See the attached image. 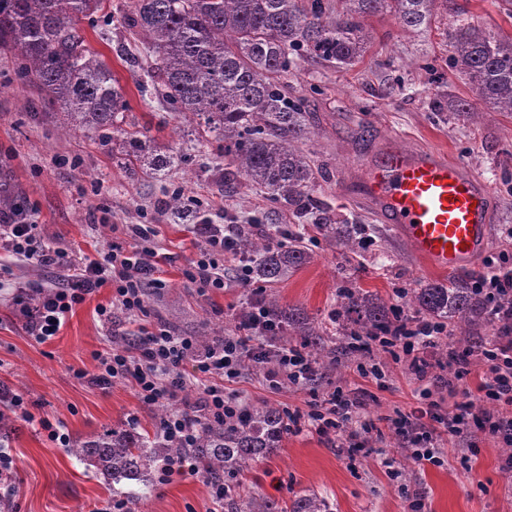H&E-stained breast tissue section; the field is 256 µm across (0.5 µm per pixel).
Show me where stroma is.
Returning a JSON list of instances; mask_svg holds the SVG:
<instances>
[{
	"label": "stroma",
	"instance_id": "35a3bbf8",
	"mask_svg": "<svg viewBox=\"0 0 512 512\" xmlns=\"http://www.w3.org/2000/svg\"><path fill=\"white\" fill-rule=\"evenodd\" d=\"M130 6L131 0H107L110 20L82 23V34L123 88L131 118L150 124L159 143L191 154V162L163 178L129 175L99 138L65 134L63 114L45 113L37 90L22 80L13 53L2 49L0 183L14 188L23 217L76 258L104 254L113 225H156L155 247L174 261L163 267L166 287L145 291L147 320L182 336L234 334L236 314L251 298L238 285L240 261L235 257L224 263V289L201 294L188 284L183 271L198 250L189 217L200 215L217 224L256 220L272 236L286 235L288 244L307 248L311 258L305 265L264 289L283 307L302 310L318 327L322 352L313 380L305 386L286 381L272 390L263 370L250 368L227 382L226 390L246 405L267 402L303 411L311 392L323 395L340 388L363 403L353 413L351 427L372 424L376 430L366 434L364 447L353 454L307 429L288 434L275 454L240 474L242 492L282 503L314 492L333 512H408L406 494L417 491L424 497V512H512V473L502 468L507 453L500 437L473 433L478 446L473 454L466 443L441 435L436 441L444 460L440 466L418 467L403 452L392 421L412 412L419 389L443 396L436 386L439 367H429L420 380L380 347L349 350L353 326L331 318L345 287L377 293L389 309L415 315L414 290L438 278L392 225L352 196L351 180L387 141L410 150H440L488 185L492 233L483 261L466 268L467 276L486 273L487 259L512 254L507 235L512 228V114L484 111L466 78L450 67L445 35L469 23L512 40V0H448L447 17L417 29L403 28L388 12L371 16L370 47L346 70L295 59L285 82L291 94L307 101L309 124L298 147L315 172L312 205L300 215L288 205L272 203L265 189L244 179L224 183L227 161L217 142L196 123L169 119L133 61L139 43L122 25ZM428 62L433 70H425ZM462 103L467 111H459ZM179 190L188 205L185 219L174 218L166 207ZM325 216L357 225L355 244L327 239L320 228ZM1 263L10 273L0 278V386L22 394L35 415L63 423L70 439L64 447L45 431L15 421L8 445L18 469L19 512H92L95 504L111 498L112 489L72 453L71 443L117 427L154 434L164 410L141 403L126 382L103 389L76 378L75 372L93 369L95 353L127 345L137 335V325L113 307L107 286L77 306L50 342L36 343L11 303L13 285L60 287L67 282V271L2 251ZM102 306L111 309V320L99 316ZM372 364L384 371L382 380L359 373V366ZM123 491L133 497L136 512H210L213 506L200 476L179 477L167 485L131 483Z\"/></svg>",
	"mask_w": 512,
	"mask_h": 512
}]
</instances>
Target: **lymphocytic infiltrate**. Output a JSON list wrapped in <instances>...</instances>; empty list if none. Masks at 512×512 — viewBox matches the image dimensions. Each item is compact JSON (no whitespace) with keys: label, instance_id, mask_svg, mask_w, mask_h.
<instances>
[{"label":"lymphocytic infiltrate","instance_id":"1","mask_svg":"<svg viewBox=\"0 0 512 512\" xmlns=\"http://www.w3.org/2000/svg\"><path fill=\"white\" fill-rule=\"evenodd\" d=\"M189 231L200 240L201 246L185 273L186 279L202 290L223 289L224 260L233 253L239 225L206 221L190 225ZM123 234V240L112 241L101 257L75 260L45 241L38 225L21 223L11 213H0L1 250L43 266L63 267L69 272L67 284L62 288L17 283L14 303L32 339L40 344L50 340L77 305L107 284L113 288V305L134 318L144 315V292L164 287L161 272L168 256L151 249L150 242L156 235L151 225L128 224ZM239 281L242 287L250 289L252 300L236 315L238 335L224 337L201 350L194 337L178 336L165 327L143 324L135 343L95 354L94 371L76 372L78 379L103 388L117 380L128 382L138 399L147 405L178 396L187 384L182 370L184 362L193 361L196 372L204 375L196 401L169 413L159 422L161 435L183 447L184 453L176 462L158 470V484L170 483L176 474L199 475V461L190 449L197 442L201 419L224 423L240 417L243 405L235 395L225 393V382L261 363L268 366L265 380L273 389L285 380L301 384L315 371L314 359L303 348L279 342L278 326L261 304V291L252 285L250 267L242 268ZM474 286L488 303L496 306L512 297V255L501 254L498 266L489 275L475 278ZM447 335L445 324L410 317L400 311L389 325L371 337L372 343L389 352L395 362L403 363L416 378H423L431 363H438L442 371L440 383L445 388H455L457 382L471 374L473 366L483 369L476 390L481 401L496 405V413L475 410L469 400L442 409L433 400L431 391L425 389L411 419L396 421V429L407 443L408 457L421 467L442 462L433 445L436 426L440 423L456 437L475 426L512 445V332L497 334L493 342L477 351L449 349L444 361H436L435 355ZM360 405L358 398L334 394L312 403L306 414H288V428L296 432L307 428L328 438L340 433L350 410Z\"/></svg>","mask_w":512,"mask_h":512}]
</instances>
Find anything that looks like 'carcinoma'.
<instances>
[{"mask_svg":"<svg viewBox=\"0 0 512 512\" xmlns=\"http://www.w3.org/2000/svg\"><path fill=\"white\" fill-rule=\"evenodd\" d=\"M342 2L333 17L324 0H133L123 23L140 37V53L150 60L146 75L174 118L199 119L222 143L232 167L224 182L240 175L266 189L273 202L303 210L315 173L296 147L307 129L306 102L288 95L282 82L293 58L347 69L367 52V16L389 12L415 28L437 10H448V0ZM103 10L104 0H0V49L14 53L22 79L45 94L48 106L63 111L66 131L94 133L104 144L121 145L120 165L129 172L161 175L184 155L155 147L150 127L126 121L123 88L80 35L81 22ZM449 59L490 109L512 113V42L459 25L450 33ZM322 230L346 245L357 234L346 224L325 223ZM237 251L255 259L256 274L269 282L310 258L302 248L282 251L251 234L238 237ZM412 303L473 346L488 328L505 326L466 277L428 282L414 291ZM265 307L282 330L317 350L319 333L309 317L272 297ZM340 307L366 336L389 323L388 312L367 291H342ZM286 432L283 411L268 403L252 405L233 422L202 421L191 452L204 476L232 479L279 448ZM72 452L118 484L149 481L151 464H171L184 449L158 436L112 429ZM224 499L230 512H329L327 501L314 493L297 497L287 511L268 497L241 495L236 485Z\"/></svg>","mask_w":512,"mask_h":512,"instance_id":"cac0c4a2","label":"carcinoma"}]
</instances>
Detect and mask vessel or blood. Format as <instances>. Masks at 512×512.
<instances>
[{
    "label": "vessel or blood",
    "mask_w": 512,
    "mask_h": 512,
    "mask_svg": "<svg viewBox=\"0 0 512 512\" xmlns=\"http://www.w3.org/2000/svg\"><path fill=\"white\" fill-rule=\"evenodd\" d=\"M355 194L397 226L412 254L434 271L474 265L490 237L487 184L435 150L387 144L367 161Z\"/></svg>",
    "instance_id": "1"
}]
</instances>
